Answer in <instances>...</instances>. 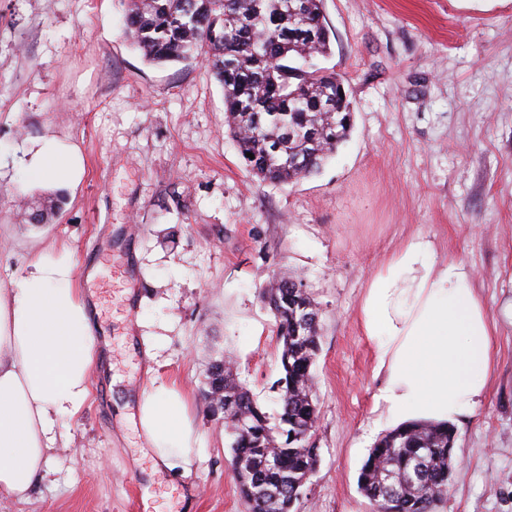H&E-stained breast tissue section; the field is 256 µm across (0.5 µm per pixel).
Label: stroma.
<instances>
[{"label":"stroma","mask_w":512,"mask_h":512,"mask_svg":"<svg viewBox=\"0 0 512 512\" xmlns=\"http://www.w3.org/2000/svg\"><path fill=\"white\" fill-rule=\"evenodd\" d=\"M127 0H0V290L31 250L67 249L93 275L112 368L56 429L48 473L0 512H246L231 440L204 396L227 355L264 411L279 409L281 343L261 300L299 275L318 304L313 365L320 465L296 512H372L360 469L386 434L375 351L356 314L379 261L420 233L463 263L497 327L489 398L456 425L437 512H512V0H324L335 71L354 102L345 142L315 175L260 183L205 65L147 61ZM76 145L85 175L48 223L17 218L52 191L25 183L32 140ZM153 371L145 373L146 353ZM175 384L198 438L191 473L154 469L115 402Z\"/></svg>","instance_id":"stroma-1"}]
</instances>
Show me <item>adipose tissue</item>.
Masks as SVG:
<instances>
[{
	"instance_id": "1",
	"label": "adipose tissue",
	"mask_w": 512,
	"mask_h": 512,
	"mask_svg": "<svg viewBox=\"0 0 512 512\" xmlns=\"http://www.w3.org/2000/svg\"><path fill=\"white\" fill-rule=\"evenodd\" d=\"M25 170L64 188L84 174L77 146L43 137ZM28 272L0 292V490L27 494L46 471L57 423L90 397L94 371L109 369L110 343L94 334V302L75 286L66 252H33ZM375 349L374 396L393 426L458 422L486 400L495 374V326L466 267L439 258L415 234L386 255L358 308ZM147 448L173 475H186L195 440L184 399L152 387L135 403Z\"/></svg>"
}]
</instances>
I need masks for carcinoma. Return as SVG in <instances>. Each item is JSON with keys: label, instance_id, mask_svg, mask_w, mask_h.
I'll list each match as a JSON object with an SVG mask.
<instances>
[{"label": "carcinoma", "instance_id": "1", "mask_svg": "<svg viewBox=\"0 0 512 512\" xmlns=\"http://www.w3.org/2000/svg\"><path fill=\"white\" fill-rule=\"evenodd\" d=\"M323 2L128 0L126 34L150 62L201 58L224 89L227 127L246 170L261 182L291 183L318 172L352 127L343 80L312 62L331 51ZM263 298L282 341L276 417L223 358L207 370V397L231 437L247 512H292L314 466L308 440L317 420L319 308L302 279L286 271L272 276ZM454 440L453 428L428 422L382 436L358 477L373 512H436L448 491Z\"/></svg>", "mask_w": 512, "mask_h": 512}]
</instances>
